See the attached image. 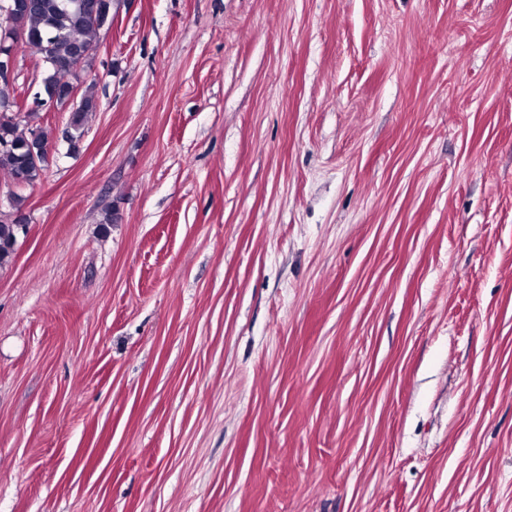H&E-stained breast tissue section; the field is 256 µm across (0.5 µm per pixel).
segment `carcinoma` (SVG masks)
<instances>
[{
  "label": "carcinoma",
  "mask_w": 512,
  "mask_h": 512,
  "mask_svg": "<svg viewBox=\"0 0 512 512\" xmlns=\"http://www.w3.org/2000/svg\"><path fill=\"white\" fill-rule=\"evenodd\" d=\"M37 6L21 11L22 28L32 40L33 49L45 59L42 88L45 96L59 93L58 103H64V93L79 78L73 67L80 49L96 44L101 29V15L89 3L93 0H35ZM83 109L70 118V141L81 138L88 114L96 111L94 84L81 95ZM0 143L10 147L0 149V171L17 184L31 185L43 174L45 163L31 154L29 136L19 131V123L0 116ZM20 218L0 219V268L9 265L19 241Z\"/></svg>",
  "instance_id": "carcinoma-1"
}]
</instances>
